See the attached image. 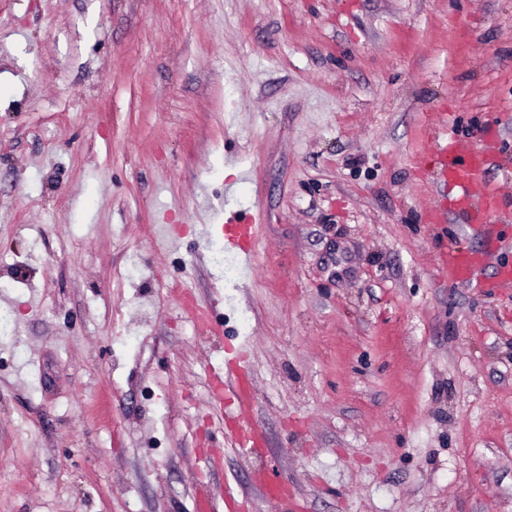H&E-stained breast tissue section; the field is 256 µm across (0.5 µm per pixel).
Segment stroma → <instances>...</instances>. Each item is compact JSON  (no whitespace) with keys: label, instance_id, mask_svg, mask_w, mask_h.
Returning <instances> with one entry per match:
<instances>
[{"label":"stroma","instance_id":"35a3bbf8","mask_svg":"<svg viewBox=\"0 0 512 512\" xmlns=\"http://www.w3.org/2000/svg\"><path fill=\"white\" fill-rule=\"evenodd\" d=\"M445 136L508 222L452 213ZM504 265L512 0H0V512H268L261 472L279 512H512ZM243 343L264 445L215 458ZM262 224H225L227 240L238 251L243 261L250 263L256 253L255 246L262 236ZM442 267L448 269L450 281H468L478 269L471 256L458 252L453 245L448 246V252L442 259Z\"/></svg>","mask_w":512,"mask_h":512}]
</instances>
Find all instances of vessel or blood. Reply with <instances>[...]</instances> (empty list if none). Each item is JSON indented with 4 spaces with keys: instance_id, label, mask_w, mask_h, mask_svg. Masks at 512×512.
Here are the masks:
<instances>
[{
    "instance_id": "b4317fda",
    "label": "vessel or blood",
    "mask_w": 512,
    "mask_h": 512,
    "mask_svg": "<svg viewBox=\"0 0 512 512\" xmlns=\"http://www.w3.org/2000/svg\"><path fill=\"white\" fill-rule=\"evenodd\" d=\"M438 162L435 174L436 185L454 191L453 207L459 216L468 223L484 226L498 211L495 195L484 185L482 178L492 157L485 151H474L466 156H459L454 143L439 146ZM230 246L238 251L244 261H252L255 246L262 236V227L258 224H227L225 227ZM443 268L447 269L451 280L467 281L477 272L474 259L456 249H449L442 259ZM248 352L239 349L228 358L227 366L236 367L234 376L215 380L211 393L215 402H223L225 391H232L236 396L239 411H246L250 406L251 380L246 368Z\"/></svg>"
}]
</instances>
